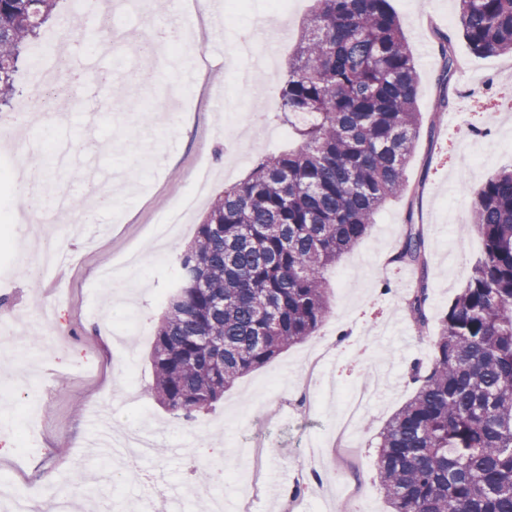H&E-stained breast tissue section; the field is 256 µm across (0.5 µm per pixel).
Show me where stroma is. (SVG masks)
Instances as JSON below:
<instances>
[{
    "label": "stroma",
    "instance_id": "35a3bbf8",
    "mask_svg": "<svg viewBox=\"0 0 512 512\" xmlns=\"http://www.w3.org/2000/svg\"><path fill=\"white\" fill-rule=\"evenodd\" d=\"M417 64L416 107L422 126L406 169L408 191L390 199L363 240L326 273L333 287V317L315 337L289 348L262 368L239 379L212 409L192 421L177 419L151 396L149 360L165 298L177 280L175 253L190 243L211 200L250 172L255 162L288 145V130L278 114L281 82L288 58L299 41L313 0H300L286 21L285 44L272 71L254 74L249 90L230 79L227 60L237 37L265 48L277 37L276 27L259 28L254 0L249 12L187 13L184 24L199 28L205 60L192 83H182L177 68L147 72L136 52L124 66L98 56L87 34L97 17L84 13L75 0H60V20L46 24L40 40L57 35L72 59L98 57L102 80L75 78L67 111L36 126L35 136L61 133L72 145V169L94 166L102 174L124 175L117 207L95 212L85 236L59 233L64 264L33 277L16 262L34 246L43 226L16 215L18 186L0 182V216L10 234L0 237V319L9 338L0 347V474L25 488L54 476L58 484L84 487L92 471L109 470L106 479L113 502L124 512H197L198 502L185 497L172 504L169 487H193L195 469L248 451L251 461L235 481L224 482L229 512L248 505L267 512H286L276 498L265 507L269 487H292L299 448L315 443V468L326 479L306 483L301 496L315 512H343L344 496H329L340 483L364 488L370 512H390L376 475L377 436L386 421L413 395L409 380L413 361L430 362L431 337H418L405 316L403 296L411 275L390 269L388 262L407 219L425 228L432 275L428 315L439 323L449 302L465 287L482 251L471 219L469 198L460 197L463 148L482 154L484 164L469 175L480 185L512 165V53L474 55L458 25L457 0H390ZM451 37L459 66L447 83H438L442 57L439 34ZM445 115L435 116L441 99ZM235 112L243 135L226 138L225 111ZM178 118L183 132L172 131ZM131 130L130 147L113 140L116 127ZM213 175L189 221L170 238L151 237L155 214L166 210L190 187L189 175L200 163ZM461 207L448 208L452 197ZM110 267L117 286L103 291L98 274ZM393 283L378 287L381 277ZM347 330V341L337 339ZM392 366L382 398L359 417L343 438L356 448L351 460L335 451L333 439L343 406L325 399L328 383L348 390L366 381L375 366ZM108 413L110 426L121 429L152 423L170 448L186 458L150 457L137 471L109 467L98 457L88 416Z\"/></svg>",
    "mask_w": 512,
    "mask_h": 512
}]
</instances>
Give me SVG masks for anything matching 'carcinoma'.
Wrapping results in <instances>:
<instances>
[{
    "label": "carcinoma",
    "mask_w": 512,
    "mask_h": 512,
    "mask_svg": "<svg viewBox=\"0 0 512 512\" xmlns=\"http://www.w3.org/2000/svg\"><path fill=\"white\" fill-rule=\"evenodd\" d=\"M280 90L300 146L261 160L214 199L176 259L151 351L152 396L191 420L241 377L312 337L331 317L327 266L400 194L421 127L416 65L390 0H315ZM479 56L512 53V0H459ZM57 0H0V107ZM445 83L457 65L438 35ZM483 241L465 288L441 319L427 366L379 433L376 468L391 512H512V169L467 189ZM392 262L413 268L404 307L430 329L423 225Z\"/></svg>",
    "instance_id": "obj_1"
}]
</instances>
